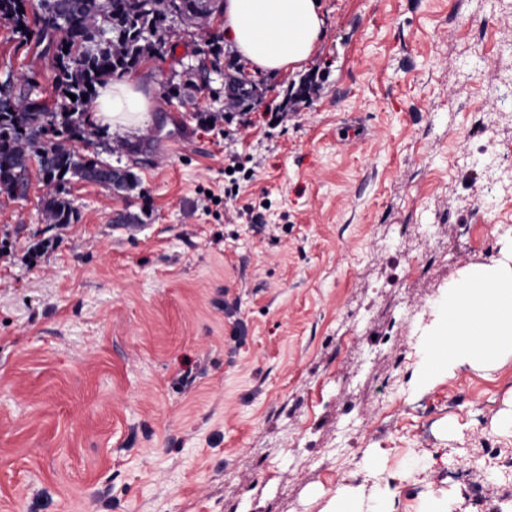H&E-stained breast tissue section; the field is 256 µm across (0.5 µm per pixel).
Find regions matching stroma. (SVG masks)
Returning a JSON list of instances; mask_svg holds the SVG:
<instances>
[{
  "mask_svg": "<svg viewBox=\"0 0 512 512\" xmlns=\"http://www.w3.org/2000/svg\"><path fill=\"white\" fill-rule=\"evenodd\" d=\"M323 5L309 61L252 73L242 115L222 73L245 61L171 19L134 71L145 126L76 146L137 187L66 183L64 229L38 170L0 194V512H512V350L419 372L449 288L512 262V158L483 202L512 0ZM20 71L54 100L52 55L0 23V83ZM232 160L252 178L227 203Z\"/></svg>",
  "mask_w": 512,
  "mask_h": 512,
  "instance_id": "1",
  "label": "stroma"
}]
</instances>
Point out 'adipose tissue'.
I'll list each match as a JSON object with an SVG mask.
<instances>
[{
	"mask_svg": "<svg viewBox=\"0 0 512 512\" xmlns=\"http://www.w3.org/2000/svg\"><path fill=\"white\" fill-rule=\"evenodd\" d=\"M319 0H225L224 35L258 72L278 73L301 66L323 32ZM148 104L134 78L98 90L94 117L118 129L148 119ZM447 323L429 341L431 360L421 375L430 381L438 369L495 357L512 346V268L482 266L448 291Z\"/></svg>",
	"mask_w": 512,
	"mask_h": 512,
	"instance_id": "adipose-tissue-1",
	"label": "adipose tissue"
}]
</instances>
